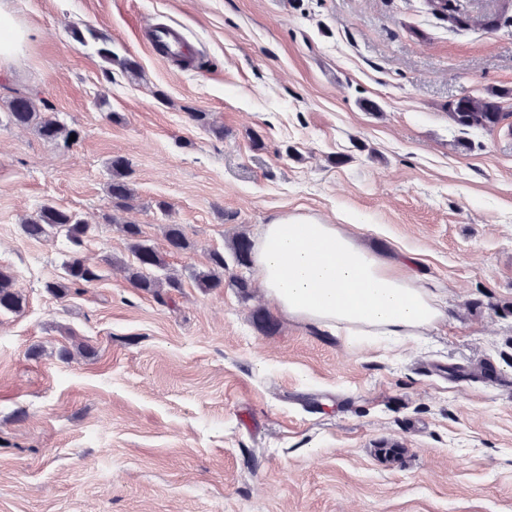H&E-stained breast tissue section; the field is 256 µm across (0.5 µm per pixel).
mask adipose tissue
<instances>
[{
	"instance_id": "ef3b65f1",
	"label": "adipose tissue",
	"mask_w": 512,
	"mask_h": 512,
	"mask_svg": "<svg viewBox=\"0 0 512 512\" xmlns=\"http://www.w3.org/2000/svg\"><path fill=\"white\" fill-rule=\"evenodd\" d=\"M254 262L283 314L329 326L350 342L414 336L446 318L413 258L383 259L322 220L286 214L264 225Z\"/></svg>"
}]
</instances>
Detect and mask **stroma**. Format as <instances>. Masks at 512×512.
<instances>
[{
	"label": "stroma",
	"mask_w": 512,
	"mask_h": 512,
	"mask_svg": "<svg viewBox=\"0 0 512 512\" xmlns=\"http://www.w3.org/2000/svg\"><path fill=\"white\" fill-rule=\"evenodd\" d=\"M0 8L26 33L0 61V265L25 299L0 314V512H512V117L465 129L447 109L512 87V24H482L512 0H465L464 31L424 0ZM30 92L74 141L9 123ZM47 203L95 227L99 278L62 296L45 285L68 243L22 230ZM287 213L413 252L447 320L359 348L283 316L254 267L198 288L210 250ZM125 223L181 274L168 303L129 282ZM167 223L191 249L168 252ZM150 41L164 58L182 54L183 40L168 26L158 25L150 36ZM111 182L109 194L112 198V206L117 210L131 208L134 199L133 189L130 187L129 177L131 175L129 162L120 156L112 158L110 162Z\"/></svg>",
	"instance_id": "1"
}]
</instances>
